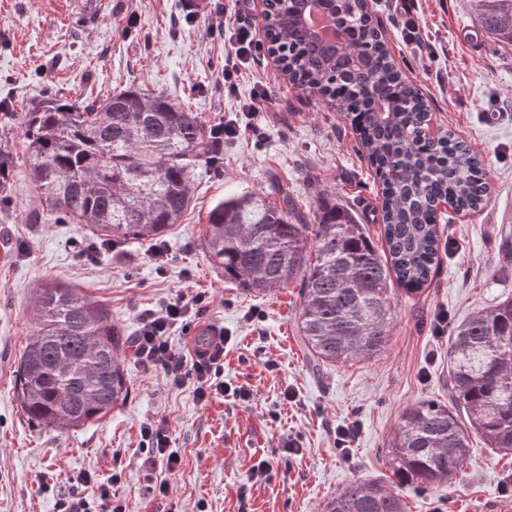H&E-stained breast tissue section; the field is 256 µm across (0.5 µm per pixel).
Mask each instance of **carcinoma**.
<instances>
[{
    "instance_id": "1",
    "label": "carcinoma",
    "mask_w": 512,
    "mask_h": 512,
    "mask_svg": "<svg viewBox=\"0 0 512 512\" xmlns=\"http://www.w3.org/2000/svg\"><path fill=\"white\" fill-rule=\"evenodd\" d=\"M269 0V50L288 79L344 114L383 182L380 251L334 199L300 212L281 185L226 196L210 210L202 250L224 278L249 290L300 284L297 327L316 365L375 356L393 330L394 286L418 293L431 280L441 239L438 203L473 211L489 200L478 156L453 134L420 138L431 120L421 90L398 70L365 0H336L337 43L304 21L308 2ZM476 31L512 45V0H467ZM25 165L40 203L108 239L154 240L191 202L201 163L216 146L199 113L137 86L103 101L49 100L25 113ZM31 338L16 392L23 414L69 430L106 414L129 392L130 342L108 312L73 288L50 283L34 298ZM512 452V296L452 328L448 404L409 408L388 445L394 481H351L325 512H405V487L437 488L470 460V432Z\"/></svg>"
}]
</instances>
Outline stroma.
Masks as SVG:
<instances>
[{
	"instance_id": "1",
	"label": "stroma",
	"mask_w": 512,
	"mask_h": 512,
	"mask_svg": "<svg viewBox=\"0 0 512 512\" xmlns=\"http://www.w3.org/2000/svg\"><path fill=\"white\" fill-rule=\"evenodd\" d=\"M368 4L394 62L429 100L434 129L480 154L490 200L475 211L440 209L439 264L423 292L392 295L384 349L318 372L296 327L298 283L264 292L229 283L206 260L201 239L224 195L279 183L305 212L318 197L336 199L382 241V185L344 117L289 82L261 30L257 61L243 70L236 97H225L224 23L234 0H212L194 19L179 0H0V152L14 168L0 199V250L8 254L0 262V512H59L63 501L95 500V486L73 481L82 472L111 480L126 512H324L351 481L390 476L387 443L406 410L447 403L448 337L435 334L436 314L446 312L453 326L512 295V266L497 249L501 235L512 234V46L475 33L464 0H419L420 48L404 41L390 0ZM131 85L192 106L207 127L234 121L242 130L225 139L218 165L197 167L188 210L161 238L166 256L155 255L153 241L129 238L86 264L78 247L99 232L39 210L23 165L22 117L50 99L89 103ZM261 85L274 108L261 104L242 116L240 104ZM49 282L99 303L129 337L144 309L186 288L207 292L208 310L173 344L189 356L206 328H222L224 381L247 389L249 400L198 402L192 383L170 387L131 356L129 396L106 415L65 434L28 421L16 369L35 292ZM288 389L294 401L284 400ZM161 418L181 464L159 500L140 466V428ZM339 426L354 431L346 459L334 442ZM290 444L299 454H286ZM471 446L468 466L449 485L406 490V512H512V453L487 448L476 434ZM260 457L273 470L258 481L250 469Z\"/></svg>"
}]
</instances>
